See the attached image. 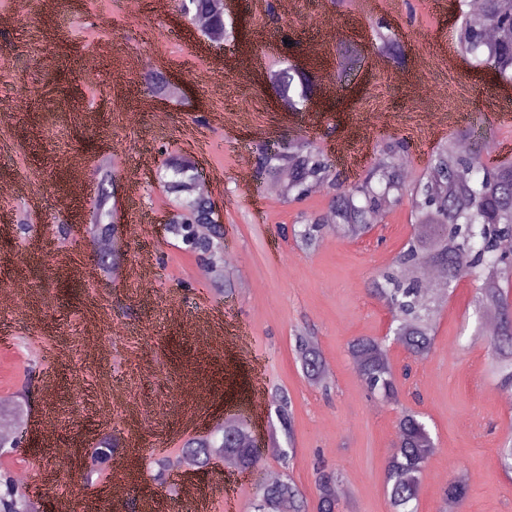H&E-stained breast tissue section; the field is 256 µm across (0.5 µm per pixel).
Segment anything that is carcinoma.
I'll use <instances>...</instances> for the list:
<instances>
[{"label":"carcinoma","mask_w":512,"mask_h":512,"mask_svg":"<svg viewBox=\"0 0 512 512\" xmlns=\"http://www.w3.org/2000/svg\"><path fill=\"white\" fill-rule=\"evenodd\" d=\"M493 26L512 29V0H484L482 15L465 16L460 28L461 51L472 63L492 72L498 79L512 81V40L490 43L485 29ZM278 78L275 91L290 106L303 104L311 93L312 79L293 65L273 73ZM404 145H385L365 178L343 189L323 151L312 141H299L290 155L263 150L258 154L259 173L277 178L288 171L283 195L293 201L305 197L314 185L332 190L330 211L333 224L323 217L305 214L293 225V235L306 250L315 249L331 231L357 239L371 228V216L377 210L404 199L414 211L422 231H414L392 264L379 271L371 282V294L395 312V343L416 360H424L435 342L433 318L436 302L445 298L467 276L475 277L473 299L476 327L474 335L486 337L488 358L486 372L502 391L512 392V256L501 250V242L512 238V163L496 168L484 165L480 152L464 154L443 145L432 157L425 176L407 189L406 175L400 162ZM200 174L195 165H182L176 156L164 164L161 179L165 192L174 202L169 236L183 240L187 224H215L218 216L207 211L204 195L196 191ZM106 191H101L90 215V238L111 235L114 211ZM224 243L208 230L197 235L193 254L205 264L223 254ZM496 312L493 329L483 328L485 311ZM297 361L304 378L311 385L325 386L324 361L312 336L296 337ZM354 370L368 392L392 403L399 387L389 352L383 341L359 336L348 344ZM116 447V438L105 434L89 457L86 478L100 473V460L106 449ZM436 452L423 415L403 411L397 417L396 443L387 460L385 485L388 512H418L421 475L425 462ZM215 455L233 461L245 470L259 463L251 447L250 429L238 422L208 436L192 438L182 448V457L191 465L207 466ZM500 466L512 471V432L502 438L498 448ZM338 476L323 474L310 501L288 479L267 482L256 488L252 512H337ZM15 483L0 478V512H31L22 504ZM469 486L458 472L447 482L444 498L453 503L466 500Z\"/></svg>","instance_id":"cac0c4a2"}]
</instances>
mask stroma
<instances>
[{"mask_svg": "<svg viewBox=\"0 0 512 512\" xmlns=\"http://www.w3.org/2000/svg\"><path fill=\"white\" fill-rule=\"evenodd\" d=\"M180 0H145L129 12L124 0H58L49 12L15 13L0 0V181L21 194L0 200V286L16 276L28 283L19 306L0 307V325L12 341L0 347V396L24 397V409L55 419L54 437L42 424L37 452L0 455V471L26 469L41 492L43 512L57 500H88L86 484L64 456L74 440L94 437L100 425L120 435L133 429L134 447H122L131 482L124 500L101 499L103 512H138L144 495L173 493L153 481L155 449L175 457L188 434L182 416L212 424L225 405L252 412L263 431L278 423L272 386L287 391L293 409L289 459L265 452L258 476L216 459L203 480L211 512H225L239 496L251 512L256 477L289 476L314 498L319 471L338 474L343 512H387L384 473L401 409L423 413L437 444L425 464L419 512H512V476L498 464L497 448L512 430V395L485 373L487 347L474 336L473 287L462 280L435 318L430 356L411 362L391 346L401 380L397 403L372 398L358 379L348 343L383 336L391 312L368 291L413 231L408 203L383 209L371 233L350 240L328 234L312 252L284 238L281 226L300 213L325 214L330 193L320 189L298 202L264 195L258 178L242 181L243 154L283 138H306L334 156L345 184L362 179L382 142L404 140L408 182L425 172L436 147L473 127L470 143H512V101L500 82L477 71L456 49L467 0H230L226 20L247 25L246 37L215 51L190 21ZM384 25L406 43L401 62L376 51ZM295 63L331 85L315 111L289 112L271 96L269 72ZM165 72L181 95L148 91L150 69ZM192 150L203 176L216 180L213 198L226 226L224 251L232 257V296H217L197 278L199 262L159 233L172 203L156 171L171 153ZM93 177L102 158L114 156L118 192L111 204L129 235L126 261L148 260V283L131 276L109 283L84 277L97 254L68 195L73 176L62 156ZM26 254L17 267L16 254ZM223 318L224 333L242 337L248 352L204 356L206 341L188 323L205 311ZM317 339L331 368L327 387L303 378L294 337ZM56 374L60 387L44 399L41 382ZM463 471L469 496L449 508L443 489Z\"/></svg>", "mask_w": 512, "mask_h": 512, "instance_id": "stroma-1", "label": "stroma"}]
</instances>
